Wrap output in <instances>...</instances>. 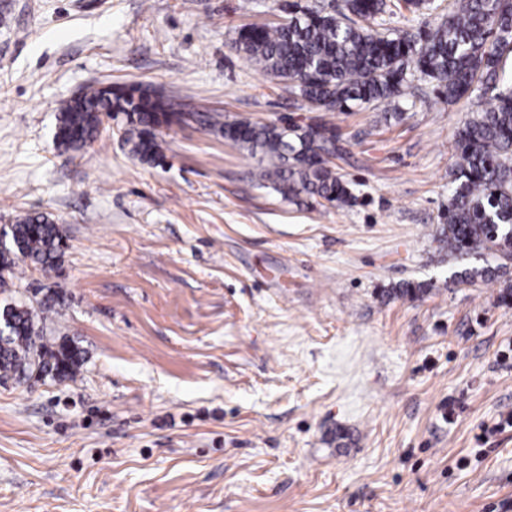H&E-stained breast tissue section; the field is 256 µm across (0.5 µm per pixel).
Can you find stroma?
<instances>
[{
	"instance_id": "obj_1",
	"label": "stroma",
	"mask_w": 512,
	"mask_h": 512,
	"mask_svg": "<svg viewBox=\"0 0 512 512\" xmlns=\"http://www.w3.org/2000/svg\"><path fill=\"white\" fill-rule=\"evenodd\" d=\"M283 0H0V226L50 215L66 248L20 264L52 289L73 380L0 379V512H512V304L440 253L469 98L331 113L349 206L296 205L217 131L116 121L53 142L86 85L140 82L226 118L320 110L230 47ZM429 282L420 298L403 282Z\"/></svg>"
}]
</instances>
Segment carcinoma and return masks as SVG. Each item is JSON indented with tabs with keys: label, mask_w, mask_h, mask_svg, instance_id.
Here are the masks:
<instances>
[{
	"label": "carcinoma",
	"mask_w": 512,
	"mask_h": 512,
	"mask_svg": "<svg viewBox=\"0 0 512 512\" xmlns=\"http://www.w3.org/2000/svg\"><path fill=\"white\" fill-rule=\"evenodd\" d=\"M439 9L435 0H340L332 10L290 0L284 5L288 22L243 27L232 48L327 112L401 98L414 71L437 82L450 102L471 95L493 101L469 113L457 130L453 190L445 223L435 233L448 255L471 254L484 261L461 279L472 285L512 267V75L505 70L512 53V0H453L448 13ZM423 10L433 17L429 28L378 29L386 14L403 18L407 11ZM105 114L121 119L128 154L149 164L164 159L158 129L184 123L171 101L148 86L101 83L60 104L57 149L76 152L93 143ZM187 116L219 128L224 139L258 158L259 181L271 183L290 202L320 198L345 206L355 199L332 162L343 146L330 120L288 127L226 120L207 109ZM3 235L0 287L15 277L21 262L54 268L66 246L58 224L43 213L16 219L3 228ZM431 288L406 282L392 293L413 297ZM59 304L57 294L35 305L0 307V378L21 382L37 368L53 378L75 379L81 351L46 333L49 315Z\"/></svg>",
	"instance_id": "carcinoma-1"
}]
</instances>
